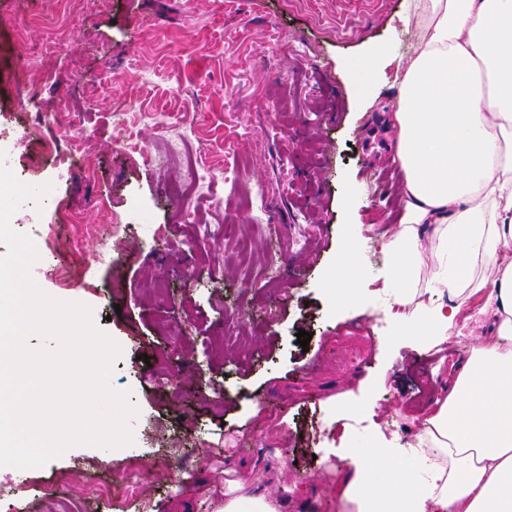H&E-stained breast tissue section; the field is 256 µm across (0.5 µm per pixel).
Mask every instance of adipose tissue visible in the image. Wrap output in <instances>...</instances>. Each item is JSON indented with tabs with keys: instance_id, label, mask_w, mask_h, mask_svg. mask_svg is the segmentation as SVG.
I'll list each match as a JSON object with an SVG mask.
<instances>
[{
	"instance_id": "obj_1",
	"label": "adipose tissue",
	"mask_w": 512,
	"mask_h": 512,
	"mask_svg": "<svg viewBox=\"0 0 512 512\" xmlns=\"http://www.w3.org/2000/svg\"><path fill=\"white\" fill-rule=\"evenodd\" d=\"M423 9L386 115L406 214L381 237L383 284L414 346L446 343L478 294L480 333L411 454L373 446L328 475L342 512H512V0H426ZM363 274L347 239L327 283L332 303H350ZM262 480L235 470L224 512H306V501L261 492Z\"/></svg>"
}]
</instances>
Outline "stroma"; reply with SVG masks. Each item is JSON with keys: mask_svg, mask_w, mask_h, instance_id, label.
Segmentation results:
<instances>
[{"mask_svg": "<svg viewBox=\"0 0 512 512\" xmlns=\"http://www.w3.org/2000/svg\"><path fill=\"white\" fill-rule=\"evenodd\" d=\"M416 2L97 0L76 24L62 0H0V151L17 154L22 126L47 137L74 117L82 148L62 177L30 146L22 175L50 191L12 225L35 242L38 286L89 305L120 345L110 384L139 410L129 446L0 468V512H222L230 461L311 512H339L329 464L369 442L407 447L472 344L460 322L451 355L413 348L399 317L374 321L392 303L379 236L401 224L405 197L371 135L421 36ZM377 48L364 98L348 63ZM179 137L183 154L161 156ZM191 158L204 187L175 194ZM241 186L262 191L263 223L239 207ZM184 208L206 237L177 221ZM350 237L365 275L336 307L326 278ZM265 267L276 280L258 277ZM131 475L130 505L79 497Z\"/></svg>", "mask_w": 512, "mask_h": 512, "instance_id": "stroma-1", "label": "stroma"}]
</instances>
